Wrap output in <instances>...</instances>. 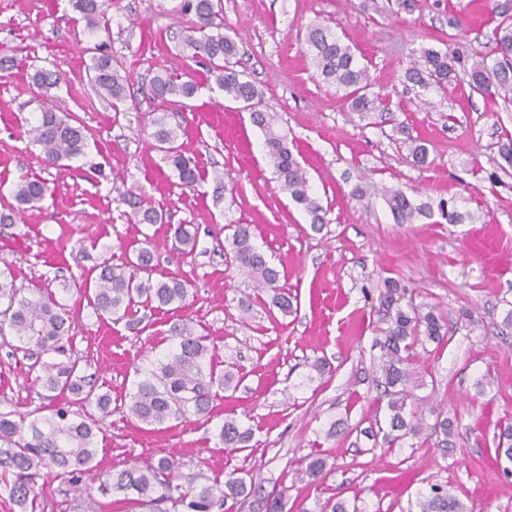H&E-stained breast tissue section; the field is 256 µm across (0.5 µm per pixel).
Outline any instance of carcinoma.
Returning <instances> with one entry per match:
<instances>
[{
    "label": "carcinoma",
    "mask_w": 512,
    "mask_h": 512,
    "mask_svg": "<svg viewBox=\"0 0 512 512\" xmlns=\"http://www.w3.org/2000/svg\"><path fill=\"white\" fill-rule=\"evenodd\" d=\"M77 13L75 24L83 25L82 33L96 37L110 36L109 0H69ZM174 10L193 14L194 26L184 35L182 44L191 52L190 58L204 61L214 74L217 87L224 96L243 103L250 119L264 135V147L274 168L279 190L301 206L311 217V229L320 232L329 223L327 210L313 195L305 169L294 156L278 116L267 111L263 95L250 81L233 68L231 59L237 54L235 40L224 33L221 0H178ZM307 53L317 73L327 84L345 91L350 110L364 117L375 112L391 111L387 97L369 93L370 75L359 63L352 47L328 25L314 21L305 33ZM457 58L433 48L420 52V62L406 74L407 80L424 87L439 89L448 84L454 73ZM86 75L94 93L117 112L138 111L139 101L129 90L130 76L120 75L112 66V55L106 42L97 44ZM469 84L483 93L495 91L503 98L512 97V23L501 21L495 28L494 46L478 59L469 70ZM60 82L58 72L40 68L32 75V84L40 90L42 99H48L51 89ZM149 91L153 98L169 102L173 98L191 99L198 91L192 79L167 70L152 77ZM152 136L163 153L162 160L178 174L180 185L192 189L200 180L199 171L185 157L179 147L177 128L167 122V114L152 117ZM28 134L31 142L41 148L46 162L57 165L86 155L88 130L75 115L60 113L43 104L38 115L30 121ZM53 189L45 180L22 178L15 185L14 198L22 212L32 210L48 197ZM383 196L395 221L409 224L417 214L427 215L431 207L415 204L400 190H384ZM119 200L130 208V216L137 224H160L162 214L146 205L132 190L118 192ZM198 227L178 224L174 238L180 245L194 250ZM254 231L248 224H238L228 240L224 257L247 275L263 291L272 293L271 302L283 314L292 309L288 293L279 286L280 271L270 263L253 243ZM153 254L147 249L138 251L136 260L123 265L107 262L98 266L90 305L98 316L109 315L119 321L140 302L158 308L185 305L189 293L188 281L165 276L143 280L139 273L152 266ZM398 284L385 279V291L379 294L383 310L382 338L375 341L381 355L377 385L387 397L386 423L375 421L361 430L372 440L371 450L415 448L423 445L422 435L440 436L448 442L453 434V422L441 414L429 425L423 412L408 408L413 383L412 361L415 346L433 343L441 345L448 329L435 308L420 305H400L396 297ZM0 336H13L30 354L54 352L63 356L56 362H44L40 381L43 398L52 400L55 393L67 391L81 403H93L107 413L112 403L108 393L95 392V380L90 375L78 374V362L66 356V344L71 342L72 323L65 317L61 305L49 294L38 289L25 296L19 293L10 268L0 269ZM177 339L175 348L164 358L156 360L152 369L134 383L129 393L128 410L140 423L153 428L172 421H183L191 416H207L219 391L234 380L230 371L218 369L207 362L209 348L205 338L195 335L188 322L173 326ZM95 422L75 415L66 406H56L48 416H31L17 410L0 411V498H8L22 512H44L48 500L43 498L44 485L38 480L61 479L65 496L86 495L92 512L104 506L91 494L89 483L97 484L102 497L113 498V503L127 505V512H230L228 502L254 492V479L230 475L220 482L202 472H181L185 463L162 456L157 461L125 465L121 469L102 470L97 457ZM250 433L240 429L233 418L224 419L217 433L218 442L226 448H237L248 441ZM494 448L496 458L512 461V424L499 428ZM264 512H288L284 491L273 490L258 500ZM408 512H465V506L448 491V486L432 483L426 492H418L414 508Z\"/></svg>",
    "instance_id": "1"
}]
</instances>
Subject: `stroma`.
Wrapping results in <instances>:
<instances>
[{"label":"stroma","mask_w":512,"mask_h":512,"mask_svg":"<svg viewBox=\"0 0 512 512\" xmlns=\"http://www.w3.org/2000/svg\"><path fill=\"white\" fill-rule=\"evenodd\" d=\"M487 0H221L224 30L237 42V69L262 91L294 144L329 224L310 228L309 215L279 191L264 136L240 103L215 89L204 66L184 57L180 39L192 16L173 0H112V63L132 78L136 112H117L86 78L95 45L74 22L68 0H0V56L32 60L62 81L50 105L76 114L90 138L85 157L57 170L45 166L27 137L38 110L28 72L0 74V264L15 270L22 291L40 286L69 313L75 338L68 353L112 396L110 413L73 403L96 420L97 459L118 468L171 452L211 478L253 474L263 491L286 489L296 512H322L336 500H361L367 512H406L428 484L448 485L469 512H512V476L494 460L497 424L512 420V335L498 327L512 302V166L497 146L512 136V99L477 92L468 71L490 50L499 18ZM323 21L367 66L371 93L390 95L399 109L362 118L342 90L322 82L306 52L307 26ZM424 47L455 54L447 90L408 82L405 72ZM172 68L200 86L186 104L147 95L153 75ZM167 113L178 142L204 179L190 191L161 160L148 117ZM429 152L418 167L397 140L398 126ZM53 182L41 208L18 213L12 188L20 177ZM399 189L414 203L463 214L451 224L440 213L394 220L381 195L358 197L359 180ZM120 188L133 189L163 214L159 224L128 222ZM199 228L196 249L178 254L172 227ZM254 227L253 242L280 271L293 298L282 315L267 292L224 259L234 225ZM154 255L149 277L177 275L191 284L184 308L142 304L120 321L100 320L85 295L64 280H92L102 262L120 265L139 249ZM397 280L415 302L433 305L448 325L447 343L417 353L414 393L456 422L449 444L373 456L356 435L359 422L384 418L376 400L374 345L381 315L367 301L385 279ZM471 311L475 329L460 324ZM189 319L219 368L236 383L216 397L209 417L147 430L128 411L136 368L163 358L175 323ZM326 363L324 374L311 367ZM32 361L0 342V408H42ZM251 437L244 447L219 445L225 418ZM335 421L339 435L326 437ZM325 458L330 473L300 480L301 458Z\"/></svg>","instance_id":"obj_1"}]
</instances>
